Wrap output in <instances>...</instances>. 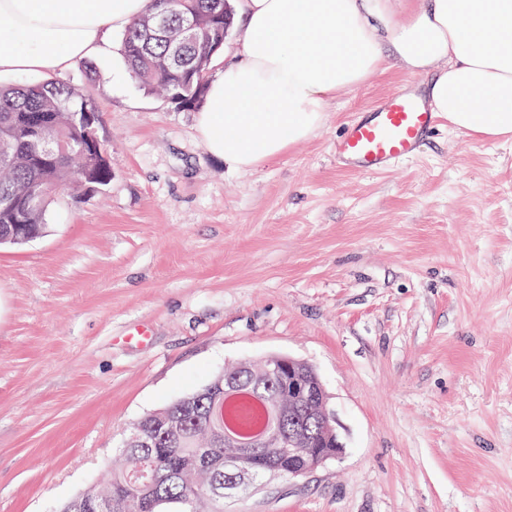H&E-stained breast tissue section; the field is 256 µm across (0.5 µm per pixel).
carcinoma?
Returning <instances> with one entry per match:
<instances>
[{
  "mask_svg": "<svg viewBox=\"0 0 512 512\" xmlns=\"http://www.w3.org/2000/svg\"><path fill=\"white\" fill-rule=\"evenodd\" d=\"M167 28L179 31L191 19L200 40H186L174 52L154 29L151 13L125 29L121 51L145 89L177 100L184 111L204 101L208 73L224 47V0H170ZM94 103L78 88L54 79L0 87V237H35L56 189H100L112 180L108 149L98 139ZM277 382L258 383V372L228 367L131 427L120 450L122 467L104 484H93L64 502L59 512H86L89 502L112 495V512H224V474L236 454L266 457L283 469L336 454L319 441L301 457L288 453L293 435L317 432L303 409H288L278 447L258 446L226 432L225 400L239 393L258 398L267 420L280 415L270 403Z\"/></svg>",
  "mask_w": 512,
  "mask_h": 512,
  "instance_id": "1",
  "label": "carcinoma"
}]
</instances>
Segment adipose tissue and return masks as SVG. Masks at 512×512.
<instances>
[{"instance_id":"obj_1","label":"adipose tissue","mask_w":512,"mask_h":512,"mask_svg":"<svg viewBox=\"0 0 512 512\" xmlns=\"http://www.w3.org/2000/svg\"><path fill=\"white\" fill-rule=\"evenodd\" d=\"M151 0H0V75H53L96 54ZM243 57L210 81L197 129L256 168L308 139L328 100L386 61L432 72L452 129L512 140V0H240Z\"/></svg>"}]
</instances>
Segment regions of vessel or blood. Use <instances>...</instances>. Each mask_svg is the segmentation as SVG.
<instances>
[{"mask_svg": "<svg viewBox=\"0 0 512 512\" xmlns=\"http://www.w3.org/2000/svg\"><path fill=\"white\" fill-rule=\"evenodd\" d=\"M438 121V114L429 111L414 91L400 90L376 100L351 120L333 150L351 171H385L414 156Z\"/></svg>", "mask_w": 512, "mask_h": 512, "instance_id": "1", "label": "vessel or blood"}]
</instances>
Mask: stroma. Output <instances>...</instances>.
Wrapping results in <instances>:
<instances>
[{
  "label": "stroma",
  "mask_w": 512,
  "mask_h": 512,
  "mask_svg": "<svg viewBox=\"0 0 512 512\" xmlns=\"http://www.w3.org/2000/svg\"><path fill=\"white\" fill-rule=\"evenodd\" d=\"M120 48L97 81L57 75L95 103L111 182L0 248V512H56L143 416L273 354L314 366L345 450L224 512H512V141L443 120L394 169L339 170L358 112L428 84L390 62L237 170Z\"/></svg>",
  "instance_id": "stroma-1"
}]
</instances>
